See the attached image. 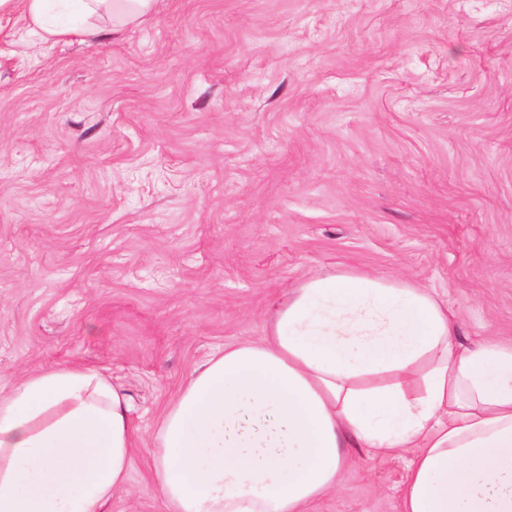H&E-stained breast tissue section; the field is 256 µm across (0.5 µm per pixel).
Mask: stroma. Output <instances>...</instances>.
<instances>
[{"instance_id": "35a3bbf8", "label": "stroma", "mask_w": 512, "mask_h": 512, "mask_svg": "<svg viewBox=\"0 0 512 512\" xmlns=\"http://www.w3.org/2000/svg\"><path fill=\"white\" fill-rule=\"evenodd\" d=\"M94 42L0 15V384L95 368L140 441L106 512H166L160 420L313 273L427 289L512 345V0H158ZM307 512H402L413 449Z\"/></svg>"}]
</instances>
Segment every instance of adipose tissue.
<instances>
[{"instance_id":"adipose-tissue-1","label":"adipose tissue","mask_w":512,"mask_h":512,"mask_svg":"<svg viewBox=\"0 0 512 512\" xmlns=\"http://www.w3.org/2000/svg\"><path fill=\"white\" fill-rule=\"evenodd\" d=\"M155 0H0L48 40L139 23ZM131 404L103 373L54 366L0 390V512H105L132 456ZM415 451L403 512H512V348L456 340L426 290L369 274L290 289L269 336L214 354L163 417L169 512H303L348 449Z\"/></svg>"}]
</instances>
